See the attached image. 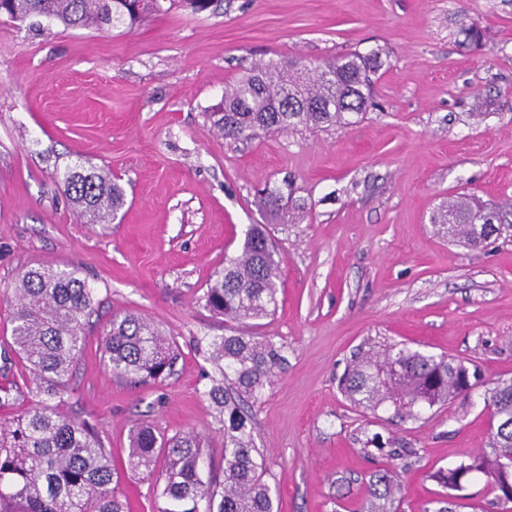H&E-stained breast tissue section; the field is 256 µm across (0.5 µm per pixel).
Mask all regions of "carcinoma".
Listing matches in <instances>:
<instances>
[{"instance_id":"cac0c4a2","label":"carcinoma","mask_w":512,"mask_h":512,"mask_svg":"<svg viewBox=\"0 0 512 512\" xmlns=\"http://www.w3.org/2000/svg\"><path fill=\"white\" fill-rule=\"evenodd\" d=\"M210 0H0V15L13 21L43 17L65 28L109 31L132 27L152 14L179 6L192 14ZM377 58L347 52L320 62L263 65L224 90L211 113L214 128L235 140L260 133L299 128H347L363 118L371 104ZM63 192L93 224H107L123 205V190L112 177L90 165L68 169ZM288 180L261 192L259 206L271 216L280 210ZM434 223L448 239L480 252L498 240L512 239V203L487 207L471 195L448 199ZM281 260L265 228L252 225L241 252L224 260V270L203 296L205 307L224 318L246 322L273 314L279 305L277 280ZM15 308L12 337L29 371L34 404L12 419L0 421V512H125L112 488V458L98 428L63 414L77 362L84 349V323L99 301L95 288L76 264L39 265L24 271L12 287ZM215 369L208 395L224 431V458L218 470L203 477L198 436L161 438L148 426L130 436L132 468L161 482L169 503L161 512H279L267 480L263 455L256 448L250 403L285 364V346L270 336L245 331L203 338ZM102 358L112 375L130 384L161 381L174 372L179 346L151 323L115 315L103 331ZM481 381L478 369L445 356L436 357L393 344L380 352L357 355L342 377V390L355 404L376 411L389 404L409 418L451 399L468 396ZM490 444L454 467L434 473L446 490L437 512H456L473 474L485 478L490 493H512V379L485 389ZM366 445L393 459L409 448H388L375 434ZM162 469H157L159 459ZM402 492L390 466L369 477L360 512H391Z\"/></svg>"}]
</instances>
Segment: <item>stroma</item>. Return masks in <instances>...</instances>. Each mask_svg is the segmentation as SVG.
Wrapping results in <instances>:
<instances>
[{"mask_svg":"<svg viewBox=\"0 0 512 512\" xmlns=\"http://www.w3.org/2000/svg\"><path fill=\"white\" fill-rule=\"evenodd\" d=\"M477 22L482 49L463 43ZM381 52L376 105L354 126L213 131L208 114L255 67ZM110 172L124 204L90 224L63 193L75 164ZM293 177L303 223L268 221L255 191ZM512 200V0H213L134 28L67 29L0 17V418L33 402L6 290L28 268L79 264L98 292L64 413L97 426L128 512H161L128 464L138 423L199 436L221 466L200 336L240 330L203 294L249 225L281 258L279 308L261 333L288 362L255 403V440L281 512H359L375 461L367 436L398 439V512H436L433 474L489 445L483 388L415 419L354 405L339 378L358 349L403 343L512 378V242L474 253L431 219L448 196ZM136 314L181 352L165 381L131 389L100 349L112 316Z\"/></svg>","mask_w":512,"mask_h":512,"instance_id":"35a3bbf8","label":"stroma"}]
</instances>
